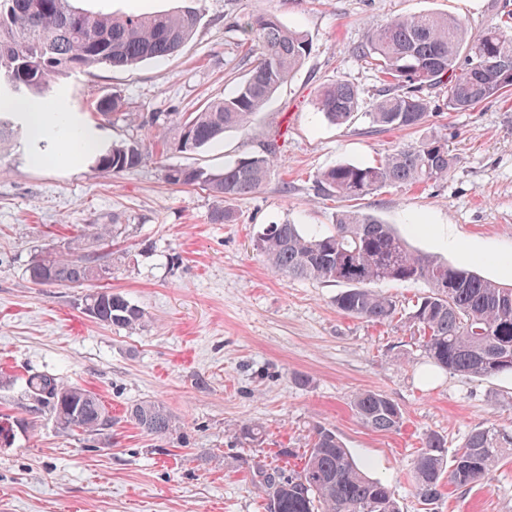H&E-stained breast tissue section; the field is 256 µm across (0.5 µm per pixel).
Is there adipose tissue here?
<instances>
[{
	"label": "adipose tissue",
	"mask_w": 512,
	"mask_h": 512,
	"mask_svg": "<svg viewBox=\"0 0 512 512\" xmlns=\"http://www.w3.org/2000/svg\"><path fill=\"white\" fill-rule=\"evenodd\" d=\"M1 110L19 115L32 145L30 159L34 165H43L62 149L69 159L78 161L101 145L99 130L83 124L64 108L49 113L37 99L0 97Z\"/></svg>",
	"instance_id": "ef3b65f1"
}]
</instances>
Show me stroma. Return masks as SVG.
I'll return each mask as SVG.
<instances>
[{
	"label": "stroma",
	"instance_id": "1",
	"mask_svg": "<svg viewBox=\"0 0 512 512\" xmlns=\"http://www.w3.org/2000/svg\"><path fill=\"white\" fill-rule=\"evenodd\" d=\"M184 0H79L88 11L150 14ZM195 33L174 55L132 69L99 66L58 81L48 94L101 133L103 148L129 140L151 147L136 170L107 175L93 158L78 165H32L21 127L0 146V417L15 421L0 445V512H265L253 481L259 467L287 466L312 430L336 432L371 476L395 492L401 512H512V458L470 490L419 497L415 462L427 435L455 453L478 427L512 432V375L477 377L433 365L409 314L426 293L421 282L387 283L401 312L386 324L342 314V286L272 272L253 248L269 224L292 222L322 232L348 200L322 190L318 174L343 163H371L432 134L448 137L457 163L448 177L396 184L356 206L392 224L416 252L512 285V92L466 112L428 93L431 112L407 130L373 125L382 97L378 73L358 61L368 27L437 12L463 17L471 33L500 20L512 0H197ZM274 15L307 34L309 53L274 93L258 122L278 131L274 172L256 193L227 201L234 220L210 221L219 199L197 186L164 182L166 166L221 171L254 151L249 134L191 154L156 151L155 130L174 114L196 111L233 91L250 67L239 20ZM345 79L362 105L334 125L317 108L319 89ZM122 115L94 106L110 93ZM117 223L102 242L107 285L145 314L128 332L84 310L87 287L39 286L27 269L88 224ZM49 372L99 394L112 428L89 438L64 432L23 390L30 374ZM371 390L400 407L395 432L365 427L352 410ZM169 412L175 428L157 438L127 420L136 404ZM261 431L240 441L239 425Z\"/></svg>",
	"mask_w": 512,
	"mask_h": 512
}]
</instances>
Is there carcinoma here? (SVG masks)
<instances>
[{"mask_svg": "<svg viewBox=\"0 0 512 512\" xmlns=\"http://www.w3.org/2000/svg\"><path fill=\"white\" fill-rule=\"evenodd\" d=\"M199 11L192 6L157 14L115 16L77 8L73 0H0V82L11 94L42 95L60 77L100 65L131 68L179 51L192 36ZM254 56L237 89L205 103L198 111L169 123L174 137L162 146L194 152L230 129L250 131L258 151L224 165L220 172L172 166L164 180L174 186H203L221 201L250 195L268 181L277 158V139L255 124L274 92L300 67L309 51L305 34L272 15L238 24ZM360 61L374 67L384 98L373 104L372 122L405 130L423 124L430 101L425 91L447 89V107L465 112L512 90V23L501 21L471 36L455 16L419 12L371 26L357 48ZM125 105L112 93L96 102L108 117ZM317 105L333 124L349 122L360 107L357 90L338 78L324 86ZM149 151L138 141L114 144L95 155L96 166L121 174L141 166ZM456 157L443 135L404 145L376 163L339 164L318 176L326 189L350 201L387 185L418 183L448 176ZM115 224H90L78 240L62 250L39 255L28 275L36 285L81 287L105 279L112 265L102 264L85 246L112 238ZM254 249L281 276L334 282L347 286L336 295V308L347 315L385 324L398 314L393 296L372 284L422 281L428 291L417 299L411 318L423 332L422 347L435 366L480 377L512 374V288L468 269L454 267L411 250L391 225L360 210L336 213L330 232L301 224H269L257 235ZM99 309L100 323L128 330L143 322V311L123 295L98 287L85 295L84 309ZM25 391L65 432L98 436L112 428V415L99 395L67 384L49 373L25 379ZM352 409L367 427L397 431L400 407L388 396L359 392ZM130 421L143 433L165 437L173 431L160 405L133 406ZM512 455V435L490 423L471 432L452 456L441 438H425L416 462V486L425 501L441 496L448 485L466 488L488 481L493 469ZM276 483L258 470L266 512H401L392 488L371 477L336 433L314 428L301 465L288 472L273 469Z\"/></svg>", "mask_w": 512, "mask_h": 512, "instance_id": "cac0c4a2", "label": "carcinoma"}]
</instances>
